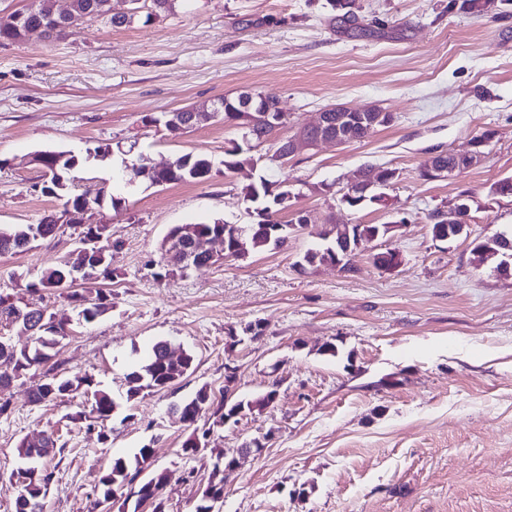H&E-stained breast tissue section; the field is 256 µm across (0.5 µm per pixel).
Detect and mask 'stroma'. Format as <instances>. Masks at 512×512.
Instances as JSON below:
<instances>
[{
  "instance_id": "stroma-1",
  "label": "stroma",
  "mask_w": 512,
  "mask_h": 512,
  "mask_svg": "<svg viewBox=\"0 0 512 512\" xmlns=\"http://www.w3.org/2000/svg\"><path fill=\"white\" fill-rule=\"evenodd\" d=\"M363 34L336 24L329 0H178L173 12L115 27L85 22L68 39L0 43V227L35 224L59 210L35 190L30 157L66 150L84 157L82 177L107 183L119 209L97 210L112 227V306L96 321L55 292L28 290L41 271L75 247L78 227L0 255V293L27 309L68 321L55 357L61 376L91 375L118 407L94 430L71 421L87 395L34 405L30 376L0 390V512H14L11 475L26 437L58 431L66 449L45 465L54 478L45 512H96V488L112 458L149 446L151 468L166 471V512H194L217 454L265 443L242 459L224 486L221 512H512V274L498 258L479 261L475 236L512 229V197L491 193L512 178V0L486 14L448 0H356ZM276 96L293 134L331 105L378 104L389 124L364 139L303 151L270 166L268 145L253 167L224 169L241 132L215 119L170 133L168 112L207 108L242 92ZM492 138L474 166L434 180L430 156L454 152L482 133ZM108 146L105 160L87 150ZM186 153L213 162L209 180L125 184L126 161L162 165ZM395 170L384 202L353 211L340 202L357 170ZM286 182L294 209L311 222L287 247L187 272L164 273L160 245L171 227L253 224L243 188L259 178ZM470 205L468 235L433 239L429 218L458 197ZM408 222L394 236L362 242L355 269L297 268L328 224ZM395 248L402 265L384 272L375 253ZM263 333L251 339L247 328ZM166 339L196 357L174 387L126 400V375L139 352ZM335 343L336 356L324 355ZM235 367V398L276 390L271 405L218 424L205 406L194 427L171 404L200 388L220 393ZM208 448L181 451L193 430ZM106 440H99V433Z\"/></svg>"
}]
</instances>
